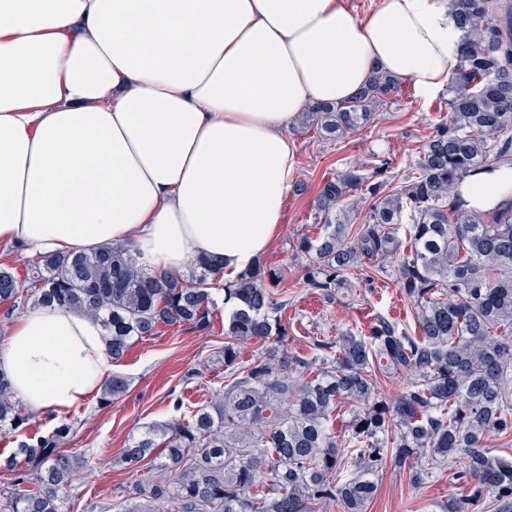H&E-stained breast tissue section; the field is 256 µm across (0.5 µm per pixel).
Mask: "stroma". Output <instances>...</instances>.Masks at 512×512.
I'll list each match as a JSON object with an SVG mask.
<instances>
[{"label": "stroma", "instance_id": "35a3bbf8", "mask_svg": "<svg viewBox=\"0 0 512 512\" xmlns=\"http://www.w3.org/2000/svg\"><path fill=\"white\" fill-rule=\"evenodd\" d=\"M448 119V95L425 99L412 88L376 111L374 123L338 141L326 140L308 125L295 124L288 134L295 143L297 179L284 204V224L262 259L267 266L288 270L289 283L301 277L302 261L296 257L297 237L313 231L314 201L324 182L356 164L390 162L391 190L406 184L418 156L422 138ZM385 285L367 299L339 297L328 302L312 291L295 295L288 310L295 319L300 340L289 343L290 352L304 349V337L334 336L346 329L367 326L373 314L382 313L401 326L414 324L410 304L400 295L393 273ZM215 309L208 328L161 327L158 334L136 343L111 372L128 381L122 396L102 402L92 395L69 417L71 432L65 448L90 459L70 492L71 512H112V503L128 494L136 476L122 461V452L144 426L170 419L176 399L203 403L224 385V368L218 352L224 345V282L212 285ZM378 492L367 512H440V504L458 493L447 473H437L421 488L412 487L402 469L386 464L377 477Z\"/></svg>", "mask_w": 512, "mask_h": 512}]
</instances>
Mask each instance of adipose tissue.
I'll list each match as a JSON object with an SVG mask.
<instances>
[{
    "instance_id": "1",
    "label": "adipose tissue",
    "mask_w": 512,
    "mask_h": 512,
    "mask_svg": "<svg viewBox=\"0 0 512 512\" xmlns=\"http://www.w3.org/2000/svg\"><path fill=\"white\" fill-rule=\"evenodd\" d=\"M462 31L450 0H0V242L27 252L130 248L149 275L247 269L296 184L288 129L377 71L447 88ZM467 207L512 201V163L471 171ZM110 370L93 317L26 309L0 373L63 420Z\"/></svg>"
}]
</instances>
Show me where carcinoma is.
<instances>
[{
    "mask_svg": "<svg viewBox=\"0 0 512 512\" xmlns=\"http://www.w3.org/2000/svg\"><path fill=\"white\" fill-rule=\"evenodd\" d=\"M464 33L449 87L450 123L434 128L407 185L389 192L388 162L357 165L326 181L316 199L320 228L303 235L299 285L325 300L352 290L375 292L389 266L414 308V329L380 313L365 329L311 336L312 356L288 352L295 328L288 273L255 262L224 285V390L206 405L174 402L178 416L144 427L125 448L140 478L132 500L112 512H366L387 462L420 486L442 471L464 489L441 512H512V205L488 213L455 198L470 170L512 156V0H454ZM401 83L377 73L352 100L313 105L306 118L324 138L359 131ZM369 202L362 224L342 218L350 196ZM373 265L366 273L367 265ZM199 274L149 276L121 244L27 260L19 279L0 267V303L18 308L55 303L95 317L115 361L162 326L210 325L208 280L222 269L198 257ZM260 343L246 359L245 345ZM407 384L393 399L381 376ZM127 380L112 376L102 399ZM28 416L0 376V427H25ZM62 425L23 457L0 512H69L68 491L90 461L62 448Z\"/></svg>",
    "mask_w": 512,
    "mask_h": 512,
    "instance_id": "cac0c4a2",
    "label": "carcinoma"
}]
</instances>
